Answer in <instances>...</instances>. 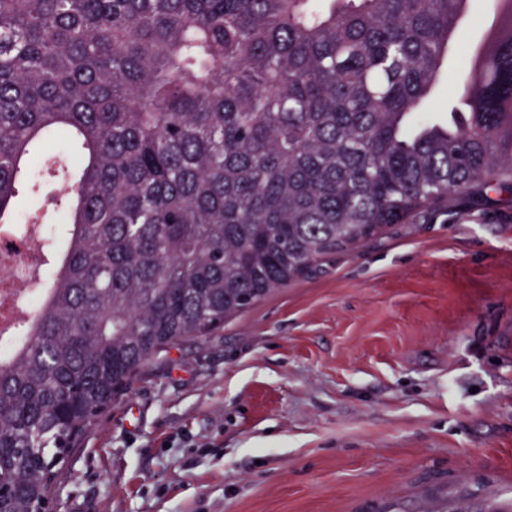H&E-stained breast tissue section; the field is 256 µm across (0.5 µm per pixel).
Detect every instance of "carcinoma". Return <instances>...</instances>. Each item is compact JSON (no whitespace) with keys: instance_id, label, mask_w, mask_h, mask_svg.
<instances>
[{"instance_id":"cac0c4a2","label":"carcinoma","mask_w":512,"mask_h":512,"mask_svg":"<svg viewBox=\"0 0 512 512\" xmlns=\"http://www.w3.org/2000/svg\"><path fill=\"white\" fill-rule=\"evenodd\" d=\"M0 0V224L62 235L0 359L5 512H38L143 366L450 200L512 203V0L423 117L469 0ZM54 192V185L52 183H46L43 187V190H42V193H41V196H40V201H39V205L42 206L41 210L37 212L38 215L42 216V215H45L47 213L46 216H44L45 218V232H46V236H51L53 238H56L59 231H60V228L62 227L63 224H58L54 215L52 214V207L50 206V202H49V199L50 197L52 196Z\"/></svg>"}]
</instances>
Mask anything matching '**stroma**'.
<instances>
[{"instance_id":"stroma-1","label":"stroma","mask_w":512,"mask_h":512,"mask_svg":"<svg viewBox=\"0 0 512 512\" xmlns=\"http://www.w3.org/2000/svg\"><path fill=\"white\" fill-rule=\"evenodd\" d=\"M497 0H470L444 122ZM58 512L512 505V204L459 200L146 364L51 489Z\"/></svg>"}]
</instances>
